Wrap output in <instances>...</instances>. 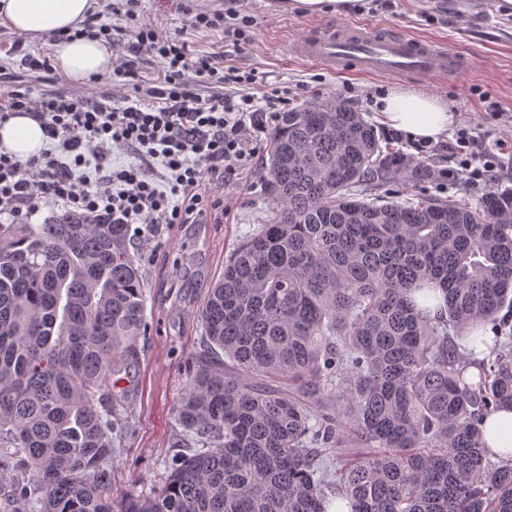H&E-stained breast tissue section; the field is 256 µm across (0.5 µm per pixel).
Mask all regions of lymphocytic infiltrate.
<instances>
[{"label": "lymphocytic infiltrate", "instance_id": "1", "mask_svg": "<svg viewBox=\"0 0 512 512\" xmlns=\"http://www.w3.org/2000/svg\"><path fill=\"white\" fill-rule=\"evenodd\" d=\"M111 23L86 17L82 36L105 40L117 53L108 75L82 91H52L48 55H24L29 79L0 80V123L25 113L46 143L22 160L0 152V223L29 224L42 215L85 224H130L152 241L165 224H197L227 210L216 187L235 177L263 147L288 94L273 88L255 98L258 76L224 64L215 53L190 50L180 32L140 17V0H109ZM190 26L223 28L234 44L252 41L255 20L237 0L196 13ZM158 62L151 82L139 79L143 59ZM475 136L458 132L459 168L432 172L439 188L466 176L491 185L496 166H475Z\"/></svg>", "mask_w": 512, "mask_h": 512}]
</instances>
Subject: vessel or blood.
Masks as SVG:
<instances>
[{"label": "vessel or blood", "instance_id": "1", "mask_svg": "<svg viewBox=\"0 0 512 512\" xmlns=\"http://www.w3.org/2000/svg\"><path fill=\"white\" fill-rule=\"evenodd\" d=\"M295 56L331 69L353 66L387 75H414L421 80L448 74L462 77L471 64L467 58L398 31L350 23L295 41Z\"/></svg>", "mask_w": 512, "mask_h": 512}]
</instances>
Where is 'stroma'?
<instances>
[{"instance_id": "stroma-1", "label": "stroma", "mask_w": 512, "mask_h": 512, "mask_svg": "<svg viewBox=\"0 0 512 512\" xmlns=\"http://www.w3.org/2000/svg\"><path fill=\"white\" fill-rule=\"evenodd\" d=\"M238 7L257 21L253 41L243 47L233 45L220 28L194 31L175 0H141L146 20L167 31L182 29L193 49L223 55L225 64L257 71L267 85L287 89L295 105L340 100L380 131L379 109L366 99L370 92L402 87L439 97L455 119L452 130L441 135L442 147L431 156V165L456 167L455 132L468 128L496 156L500 188L512 189V17L499 14L495 0H391L387 7L368 0L361 11L345 17L329 12L301 16L289 10L288 0H240ZM344 20L447 44L469 59L472 70L462 78L423 81L329 70L292 56V43L309 30ZM266 159L259 153L225 185L232 209L224 217L166 226L152 243L133 244L151 329L139 341L137 359L115 376L113 393L124 420L112 436L118 492L141 491L183 451L176 409L187 388L185 367L206 351L200 315L224 273L225 258L271 216L261 184Z\"/></svg>"}]
</instances>
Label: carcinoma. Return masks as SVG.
Segmentation results:
<instances>
[{
    "label": "carcinoma",
    "mask_w": 512,
    "mask_h": 512,
    "mask_svg": "<svg viewBox=\"0 0 512 512\" xmlns=\"http://www.w3.org/2000/svg\"><path fill=\"white\" fill-rule=\"evenodd\" d=\"M267 154L274 217L201 312L192 453L121 498L112 376L149 327L131 229L0 224V512H327L332 493L350 512H512V456L483 436L512 410V194L378 193L430 169L341 101L281 113ZM438 288L432 317L414 294ZM349 435L362 451L332 481Z\"/></svg>",
    "instance_id": "obj_1"
}]
</instances>
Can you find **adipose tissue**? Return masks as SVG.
Returning <instances> with one entry per match:
<instances>
[{"mask_svg": "<svg viewBox=\"0 0 512 512\" xmlns=\"http://www.w3.org/2000/svg\"><path fill=\"white\" fill-rule=\"evenodd\" d=\"M96 0H0V24L38 41L61 34L52 46L54 68L76 82L88 81L112 69V49L105 41L75 36L74 31L95 9ZM383 122L416 140H434L448 130L453 113L436 96L392 88L379 99ZM44 146L38 122L16 115L0 124V151L25 159Z\"/></svg>", "mask_w": 512, "mask_h": 512, "instance_id": "1", "label": "adipose tissue"}]
</instances>
